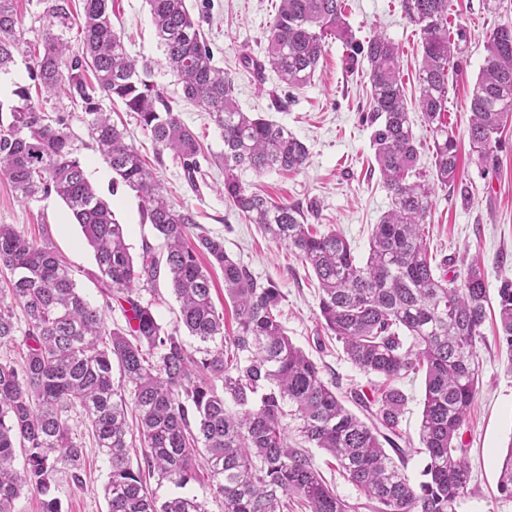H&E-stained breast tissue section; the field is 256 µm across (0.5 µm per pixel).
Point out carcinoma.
<instances>
[{
    "mask_svg": "<svg viewBox=\"0 0 512 512\" xmlns=\"http://www.w3.org/2000/svg\"><path fill=\"white\" fill-rule=\"evenodd\" d=\"M45 2L46 30L26 55L29 79L44 92L43 101L63 90L80 109L116 175L113 183L141 199L164 251L158 256L147 243L139 259L130 254L126 225L92 186L68 115H49L32 101L28 86L16 87L10 104L0 102V174L24 200L53 192L65 203L94 252L99 288L125 318V325L107 328L50 240H30L14 225L0 224V268L10 272L8 287L0 290V345L17 340L14 307L26 322L22 363L0 360V512H15V501L31 492L43 496L42 512H61L49 497L61 469L83 484L85 448L68 426L77 407L110 468L108 512H207L190 493L159 499L131 467L130 450L137 446L160 483L183 489L207 471L224 512H457L469 491L461 430L479 382L476 345L483 338L487 288L479 258L434 263L423 232L435 186L451 187L458 177V140L445 120L449 68L462 70L461 49L448 29L449 0H402L404 17L421 34L417 107L433 142L429 169L418 166L399 46L382 33L358 40L345 0H281L267 63L244 58L258 74L270 66L294 89L310 83L332 39L348 51L347 71L358 58L367 60L372 146L391 207L375 225L364 260L342 233L322 234L307 223L314 207L272 203L243 185V169L301 170L307 147L286 127L241 111L233 78L214 64L185 0H147L164 64L177 75L182 98L210 113L224 140V199L313 270L326 335L342 344L352 365L384 379L369 392L343 391L324 380L317 363L288 337L280 321L284 295L275 283L258 282L224 251L222 238L190 240L193 215L173 207L112 122L104 102L119 101L136 114L157 153L173 152L188 181L195 180L199 142L149 80L151 62L128 54L124 33L112 21V0H84L81 51L72 55L54 33L67 25L68 0ZM20 25L14 0H0V76L16 64ZM485 49L468 104L467 138L470 156L494 168L500 134L512 121L511 21L494 26ZM211 267L224 272L236 320L230 333L214 307ZM162 273L180 303L171 329L142 297ZM497 296L498 342L512 363V282L503 281ZM182 330L199 347L188 346ZM420 372L424 398L420 447L414 448L402 435L408 397L397 382ZM294 432L328 453L365 502L351 504L329 487L311 455L293 446ZM414 453L425 456L418 483L405 473ZM497 489L512 500V442Z\"/></svg>",
    "mask_w": 512,
    "mask_h": 512,
    "instance_id": "1",
    "label": "carcinoma"
}]
</instances>
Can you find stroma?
Segmentation results:
<instances>
[{"label": "stroma", "instance_id": "obj_1", "mask_svg": "<svg viewBox=\"0 0 512 512\" xmlns=\"http://www.w3.org/2000/svg\"><path fill=\"white\" fill-rule=\"evenodd\" d=\"M280 0H187L192 16H203L204 38L218 67L235 84V96L243 111L254 112L288 128L308 148L306 166L295 173L275 171L256 174L240 171L242 183L269 201H288L300 206L317 203L313 223L318 231L342 232L355 253L368 252L375 224L391 205L374 159L371 127L364 122L368 112L370 82L367 63H360L354 76H346V50L330 41L310 84L293 89L273 71L263 75L243 66L249 55L263 59L269 26ZM117 27L124 32L128 53L151 61L152 81L166 97L176 102L183 122L198 137L207 156L201 164L197 185H190L180 163L171 154H157L134 113L122 103L111 105L112 119L126 131V140L138 148L158 183L176 210L193 214L192 234L205 233L224 240L225 251L247 266L260 281H273L285 299L281 321L293 343L320 367L324 380H337L341 388L370 387L375 376L355 368L342 346L325 337L319 321L318 282L285 244L276 242L249 223L222 193L224 170L212 159L224 150L219 131L208 112L183 100L177 77L162 64L163 54L154 34L146 0H113ZM347 20L358 38L385 34L400 48V73L408 103L412 130L419 146L422 167H430V129L414 104L421 65V35L408 24L402 0H347ZM512 21V0H504L499 15L489 14L484 0H451V29L467 34L463 42V70L449 75L448 112L459 141V174L454 188H437L426 218L429 251L433 256L479 255L484 262L489 297L484 338L477 345L479 385L475 393L463 440L471 470L469 494L458 512H512V501L497 492L500 461L512 443V356L497 341V289L502 280H512V124H507L498 153L499 168L484 173L471 158L467 140L470 112L467 97L485 55L488 33L498 22ZM70 132L89 177L110 204L119 223L127 229L126 242L132 255H140L145 243L154 242L151 224L143 218L135 192L113 187L111 168L92 143L79 115L72 114ZM0 224L14 225L33 240H51L66 260L81 293L102 307L106 325L124 324L118 308L105 305L91 273L93 251L68 208L56 195L20 199L10 183L0 178ZM68 424L86 447L85 484L76 488L67 474H58L50 488L62 512H107L104 486L109 467L92 442L81 414L70 413Z\"/></svg>", "mask_w": 512, "mask_h": 512}]
</instances>
